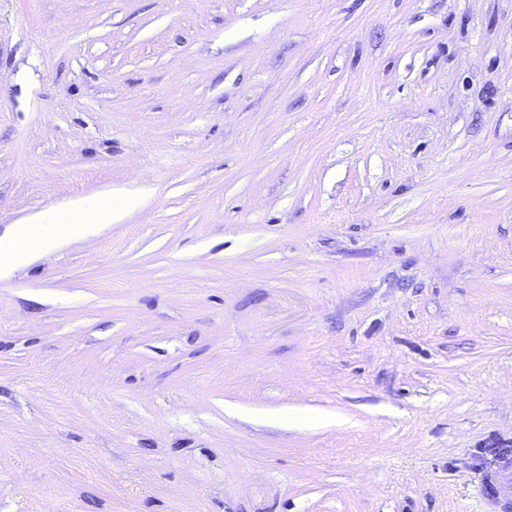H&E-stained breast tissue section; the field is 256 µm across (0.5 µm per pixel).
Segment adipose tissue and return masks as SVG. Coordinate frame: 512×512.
Segmentation results:
<instances>
[{"mask_svg":"<svg viewBox=\"0 0 512 512\" xmlns=\"http://www.w3.org/2000/svg\"><path fill=\"white\" fill-rule=\"evenodd\" d=\"M130 206L128 198L111 194L75 199L35 214L15 225L9 236H0V275L30 265L70 239L86 237L97 225L119 221Z\"/></svg>","mask_w":512,"mask_h":512,"instance_id":"ef3b65f1","label":"adipose tissue"}]
</instances>
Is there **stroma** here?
Here are the masks:
<instances>
[{
	"instance_id": "obj_1",
	"label": "stroma",
	"mask_w": 512,
	"mask_h": 512,
	"mask_svg": "<svg viewBox=\"0 0 512 512\" xmlns=\"http://www.w3.org/2000/svg\"><path fill=\"white\" fill-rule=\"evenodd\" d=\"M113 191L0 277V512H479L512 0H0V235ZM132 206L127 197L115 193L102 198H79L16 224L8 237L0 236V276L9 270L30 265L35 259L56 251L71 238L86 237L97 224L116 223Z\"/></svg>"
}]
</instances>
